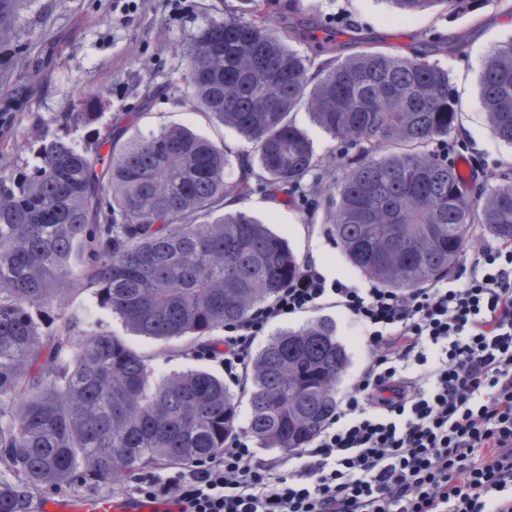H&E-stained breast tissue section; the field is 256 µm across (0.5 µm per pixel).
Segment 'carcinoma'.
<instances>
[{"instance_id":"1","label":"carcinoma","mask_w":512,"mask_h":512,"mask_svg":"<svg viewBox=\"0 0 512 512\" xmlns=\"http://www.w3.org/2000/svg\"><path fill=\"white\" fill-rule=\"evenodd\" d=\"M280 2L253 0L247 20L219 11L184 53L194 109L252 143L264 180L252 183L250 158L233 160L184 125L129 137L108 124L83 148L46 136L31 170L0 175V464L14 475L0 480V512H28L34 491H62L78 477L123 481L224 448L238 417L224 379L200 368L158 379L147 359L85 318L64 316L45 331L33 310L53 307L65 286L92 289L139 336L200 339L275 297L300 265L286 239L244 212L212 215L256 189L288 204L289 190L320 166L292 112L305 109L352 149L337 158L340 176L320 205L360 273L418 288L451 272L474 225L512 239V175L467 189L433 148L459 125L450 75L433 59L456 54V43L342 57L330 42H310L298 20L274 21ZM390 3L405 15L469 8ZM24 4L0 0V54ZM73 36L38 46L13 77L0 69V138L16 131ZM479 82L493 135L512 145V42L489 54ZM101 96L85 97L72 120L90 123ZM348 360L327 318L259 350L248 432L260 447L285 455L306 442L334 409Z\"/></svg>"}]
</instances>
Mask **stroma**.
<instances>
[{"label":"stroma","instance_id":"stroma-1","mask_svg":"<svg viewBox=\"0 0 512 512\" xmlns=\"http://www.w3.org/2000/svg\"><path fill=\"white\" fill-rule=\"evenodd\" d=\"M474 4V11L467 14L438 10L404 16L388 0H298L299 9L324 30L333 29L349 38L359 33L373 46L391 52L451 34L464 36L463 53L440 59L451 72L461 111L460 126L451 138L468 150L483 153L487 163L507 169L512 167V146L490 131L480 99L479 75L488 53L512 38V0H474ZM221 6V0H136L135 10L126 14L116 0H34L17 24L12 52L0 64L18 68L25 48L66 33L71 39L40 93L20 113L18 135L0 150V174L30 169L36 162L40 134L84 144L89 128L73 126L69 115L78 110L85 94L97 90L104 93L98 107L99 124L119 121L136 136L164 126L186 125L225 142L233 151L251 153L250 144L234 130L193 110L181 79L184 48ZM296 122L308 132L322 160L305 186L324 190L336 178L340 146L313 124L306 111L297 113ZM239 208L286 235L298 256H305L319 243L329 272L352 273L339 246L325 243L321 212L308 216L259 192L240 199ZM74 312L146 356L157 375L180 372L192 364L184 355L190 338L159 340L136 335L87 290L62 288L53 308L36 313L35 318L44 323Z\"/></svg>","mask_w":512,"mask_h":512}]
</instances>
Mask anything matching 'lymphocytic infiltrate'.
I'll return each mask as SVG.
<instances>
[{
	"instance_id": "f902f5d3",
	"label": "lymphocytic infiltrate",
	"mask_w": 512,
	"mask_h": 512,
	"mask_svg": "<svg viewBox=\"0 0 512 512\" xmlns=\"http://www.w3.org/2000/svg\"><path fill=\"white\" fill-rule=\"evenodd\" d=\"M328 308L364 359L305 444L264 460L232 434L187 470L141 473L135 498L171 512H512V240L468 246L423 288L333 277L305 258L202 353L245 387L268 326Z\"/></svg>"
}]
</instances>
